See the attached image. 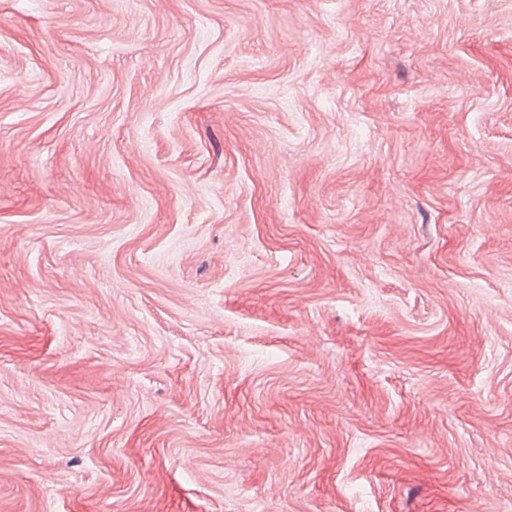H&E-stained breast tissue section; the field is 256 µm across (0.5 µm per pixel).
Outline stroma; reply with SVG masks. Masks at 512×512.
I'll return each mask as SVG.
<instances>
[{"label": "stroma", "instance_id": "1", "mask_svg": "<svg viewBox=\"0 0 512 512\" xmlns=\"http://www.w3.org/2000/svg\"><path fill=\"white\" fill-rule=\"evenodd\" d=\"M0 512H512V0H0Z\"/></svg>", "mask_w": 512, "mask_h": 512}]
</instances>
